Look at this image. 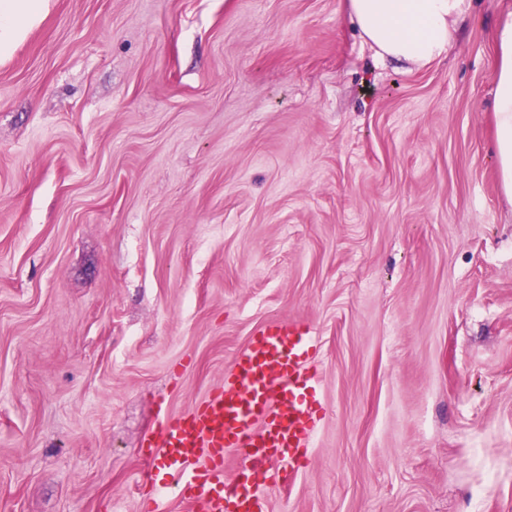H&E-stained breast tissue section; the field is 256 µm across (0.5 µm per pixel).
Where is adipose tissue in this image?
Segmentation results:
<instances>
[{"label":"adipose tissue","mask_w":512,"mask_h":512,"mask_svg":"<svg viewBox=\"0 0 512 512\" xmlns=\"http://www.w3.org/2000/svg\"><path fill=\"white\" fill-rule=\"evenodd\" d=\"M46 0H0V53L20 41L45 12ZM346 16L381 58L428 64L444 54L474 0H347ZM493 39V126L499 183L512 202V10L497 22Z\"/></svg>","instance_id":"ef3b65f1"}]
</instances>
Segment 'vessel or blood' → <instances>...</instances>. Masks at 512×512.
<instances>
[{
	"label": "vessel or blood",
	"instance_id": "obj_1",
	"mask_svg": "<svg viewBox=\"0 0 512 512\" xmlns=\"http://www.w3.org/2000/svg\"><path fill=\"white\" fill-rule=\"evenodd\" d=\"M317 349L309 326L267 324L191 410L158 408L161 435L146 455L175 479L186 512H269L267 488L306 467L324 421Z\"/></svg>",
	"mask_w": 512,
	"mask_h": 512
}]
</instances>
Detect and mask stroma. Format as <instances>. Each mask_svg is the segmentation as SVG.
<instances>
[{
	"label": "stroma",
	"instance_id": "35a3bbf8",
	"mask_svg": "<svg viewBox=\"0 0 512 512\" xmlns=\"http://www.w3.org/2000/svg\"><path fill=\"white\" fill-rule=\"evenodd\" d=\"M476 0L426 66L346 0H49L0 59V512H148L265 324L326 416L270 512H512V203Z\"/></svg>",
	"mask_w": 512,
	"mask_h": 512
}]
</instances>
